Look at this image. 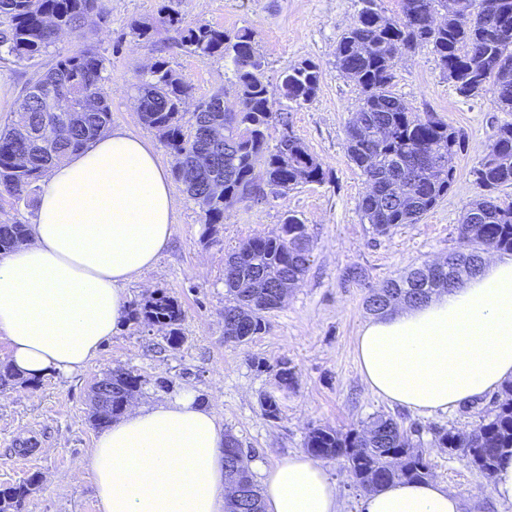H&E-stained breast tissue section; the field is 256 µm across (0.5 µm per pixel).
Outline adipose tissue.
I'll list each match as a JSON object with an SVG mask.
<instances>
[{
	"label": "adipose tissue",
	"instance_id": "1",
	"mask_svg": "<svg viewBox=\"0 0 512 512\" xmlns=\"http://www.w3.org/2000/svg\"><path fill=\"white\" fill-rule=\"evenodd\" d=\"M175 199L150 142L121 129L47 172L28 244L0 253V337L19 374L84 367L119 327L125 285L172 235ZM356 357L373 395L423 415L512 379V257L456 288L368 320ZM224 434L192 392L136 406L95 442L89 472L102 512H224ZM265 512H339L338 491L304 454L264 473ZM360 512H461L433 482H395Z\"/></svg>",
	"mask_w": 512,
	"mask_h": 512
}]
</instances>
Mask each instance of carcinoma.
<instances>
[{
  "mask_svg": "<svg viewBox=\"0 0 512 512\" xmlns=\"http://www.w3.org/2000/svg\"><path fill=\"white\" fill-rule=\"evenodd\" d=\"M400 0L399 11L388 16L382 0H362L354 25L336 48V68L361 89V105L345 130V147L368 185L358 208L374 232L384 236L400 224H414L448 195L455 181L454 159L461 136L431 112H414L392 92L397 61L427 46L437 56L456 93L466 99L492 96L498 109L512 112V0ZM104 15V0H0V58L24 62L49 52L60 32L81 28L88 15ZM184 50L203 60H228L233 65L234 91L240 108L226 117L217 104L219 89L200 100L192 120L183 106L189 87L157 61L137 85L144 125L156 131L177 158L175 179L198 206L203 224L224 223V200L208 193L211 181L224 180V194L234 201L264 198L256 170L265 185L286 193L306 183L321 182L325 171L293 134L269 144L280 124L277 99L263 75L254 34L248 29L227 31L210 25L187 26L180 32ZM107 59L87 48L59 57L26 86L10 121L0 129V194L33 205L49 167L102 135L112 123V110L103 89ZM320 71L311 61L281 75L282 98L301 106L318 92ZM70 96L66 112L53 111L56 96ZM224 125V147L214 149L201 135L204 123ZM480 189L463 215L460 236L471 246L453 255L479 271L482 252H512V202L499 199L512 185V123L499 127L495 138L473 169ZM27 224H0V251L24 245ZM312 245L306 224L287 214L278 231L252 238L229 255L224 287V332L246 343L266 330V313L278 308L296 287L310 263ZM460 284L457 268L441 271L428 262L406 276L391 279L367 298L375 314L388 310L387 300L421 303L437 291ZM135 324L168 329L172 348L180 345L182 310L159 292L129 312ZM30 384L10 365L0 366V387ZM142 385L131 370H114L91 387L90 422L108 427ZM439 446L457 452L468 465L493 478L503 459L512 458V381L505 383L494 413L472 432L437 433ZM307 452L317 460H342L354 485L375 493L394 481H423L429 466L411 446L407 430L390 416L378 415L368 430L346 434L314 428ZM224 476L243 498L227 499L226 512H263L260 492L244 462V451L231 434H224ZM31 478L0 489V512H25Z\"/></svg>",
  "mask_w": 512,
  "mask_h": 512,
  "instance_id": "obj_1",
  "label": "carcinoma"
}]
</instances>
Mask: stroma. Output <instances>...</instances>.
<instances>
[{
    "mask_svg": "<svg viewBox=\"0 0 512 512\" xmlns=\"http://www.w3.org/2000/svg\"><path fill=\"white\" fill-rule=\"evenodd\" d=\"M165 0H105L104 15H90L84 30L61 37L51 53L17 64L0 59V70L24 87L55 61L56 53L93 48L108 59L105 93L112 125L147 138L161 164L175 160L158 134L146 128L135 105L142 74L155 61H167L191 88L186 112L197 100L230 87L233 66L186 53L179 33L161 27L150 40L130 31L131 21L152 23ZM360 0H177L183 25L207 24L229 31L249 29L271 85L281 72L305 61L321 72L315 100L304 106L282 104L293 133L323 165V182L305 184L259 202L227 205L224 221L206 231L199 208L182 186H175L172 236L156 262L128 284V303L156 292L178 302L182 341L170 348L166 328L123 322L81 370L53 374L28 386L0 393V488L35 479L27 512H102L88 465L100 434L90 420L92 384L117 368L135 370L144 380L133 404L153 405L189 390L212 410L222 428L244 450L254 481L261 471L305 452L314 428L346 432L375 415H387L411 429L431 481L461 500V512H512L497 499L492 483L459 455L439 447L440 429L465 435L490 417L496 394L458 408L420 415L372 395L356 358L361 327L371 317L365 299L373 288L410 266L435 262L459 250L460 216L477 194L472 169L500 125L512 122L490 96L459 97L436 56L424 47L395 67L393 91L416 112H434L453 126L463 141L454 160L455 183L448 195L418 223L402 224L384 236L361 220L358 202L367 185L349 160L345 129L360 105V91L336 67V47L355 22ZM303 219L313 241L309 267L298 288L266 316V332L238 344L224 338V274L232 250L275 231L287 214ZM363 268L364 280L349 278ZM288 361L296 382L280 388L275 366ZM277 397L278 418L264 416V396Z\"/></svg>",
    "mask_w": 512,
    "mask_h": 512,
    "instance_id": "obj_1",
    "label": "stroma"
}]
</instances>
